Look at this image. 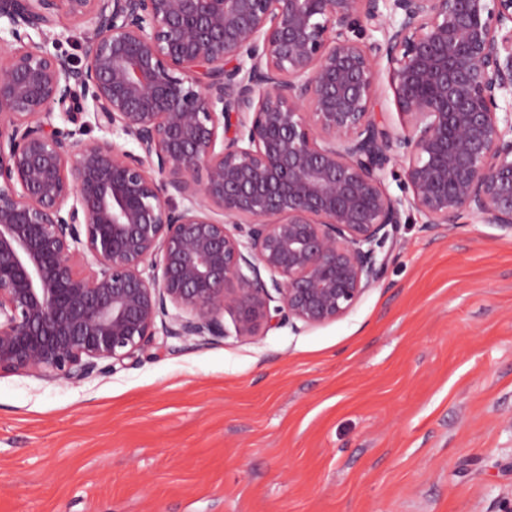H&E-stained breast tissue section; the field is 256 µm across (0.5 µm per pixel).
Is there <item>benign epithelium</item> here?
<instances>
[{"label": "benign epithelium", "mask_w": 512, "mask_h": 512, "mask_svg": "<svg viewBox=\"0 0 512 512\" xmlns=\"http://www.w3.org/2000/svg\"><path fill=\"white\" fill-rule=\"evenodd\" d=\"M413 212L512 236V0H0V374L336 322ZM50 30L55 37L59 38V51L67 52L75 57H82V50L80 47L82 34L80 31L73 28L70 21L65 18H61ZM377 104L379 109L387 113L386 115L393 125H399V115L394 103L393 93L384 75L377 89Z\"/></svg>", "instance_id": "obj_1"}]
</instances>
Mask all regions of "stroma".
<instances>
[{
  "mask_svg": "<svg viewBox=\"0 0 512 512\" xmlns=\"http://www.w3.org/2000/svg\"><path fill=\"white\" fill-rule=\"evenodd\" d=\"M512 238L401 230L343 319L0 376V512H504Z\"/></svg>",
  "mask_w": 512,
  "mask_h": 512,
  "instance_id": "1",
  "label": "stroma"
}]
</instances>
